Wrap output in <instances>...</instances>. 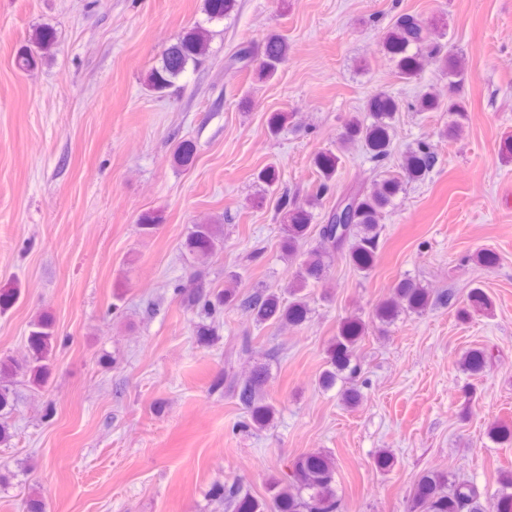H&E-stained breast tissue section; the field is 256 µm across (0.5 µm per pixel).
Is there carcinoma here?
I'll list each match as a JSON object with an SVG mask.
<instances>
[{
  "instance_id": "1",
  "label": "carcinoma",
  "mask_w": 512,
  "mask_h": 512,
  "mask_svg": "<svg viewBox=\"0 0 512 512\" xmlns=\"http://www.w3.org/2000/svg\"><path fill=\"white\" fill-rule=\"evenodd\" d=\"M236 6L237 0H205V23L188 28L162 51L146 76V88L162 96L175 87L189 69L202 64L212 38L208 25L224 21ZM445 35L442 27H428L415 16L402 14L384 32L382 47L398 78L407 84L419 80L424 64L431 61L448 78L446 99L423 91L415 97L412 107L417 112H447L451 117L448 131L456 138L463 132L467 112V103L457 95V87L466 80L467 71L462 59L443 53L440 40ZM56 45L57 33L53 27L35 28L27 44L17 52L15 66L21 71L33 69ZM289 51L285 36L269 33L256 48L252 42H246L230 57L229 63L252 72L260 81H268L287 62ZM398 110L399 103L390 92L375 91L367 100L364 113L347 120L341 148L324 149L313 157L318 177L315 193L302 203L286 197L281 199L283 255L296 264L288 282V297L266 289L241 296L233 288L210 287L194 272L187 283L174 287V294L181 298L185 307L198 310L214 321L224 313V307L232 306L249 316L258 327L301 326L310 314V288L326 281L330 262L336 254L345 255L355 271L368 273L375 263L383 217L393 208L406 183L425 180L438 161L436 149L430 143L418 142L402 155L401 173L386 176L372 190L352 188L350 194L336 199L319 227L320 245L304 254L299 253V247L310 231L313 209L335 186L341 150L360 144L371 162L378 165L389 159L393 152V121ZM194 155V145L188 141L178 143L173 153L175 162L181 166L189 165ZM223 236L220 224L191 225L183 242L187 259L194 264L206 262L223 243ZM456 305L454 293L447 291L436 295L416 280L404 277L394 285L391 296L377 305L372 321L391 326L403 314H423L436 307ZM491 310L489 296L482 288L475 287L467 295V305L457 313L461 319L468 320ZM368 330L369 323L360 316L342 319L336 335L328 342L326 366L318 377L320 388L330 390L338 381L351 379L358 373L355 350ZM57 340L53 319L42 314L29 325L22 355L0 354V444L12 438L9 420L16 410V379L25 378L35 388L44 387L50 379ZM492 358V352L485 348H471L462 355L459 364L466 373L480 375ZM264 383L262 369L240 378L227 368L215 386H224L237 399L247 418L245 425L264 428L275 416V408L264 392ZM488 435L492 442L508 445L512 443V426L494 422ZM206 495L224 512H342L336 463L330 454L320 451L298 457L291 466L287 482H271L266 498L254 496L241 479L215 481ZM409 512H512V471L502 472L496 487L491 489L460 479L451 472H425L417 481Z\"/></svg>"
}]
</instances>
